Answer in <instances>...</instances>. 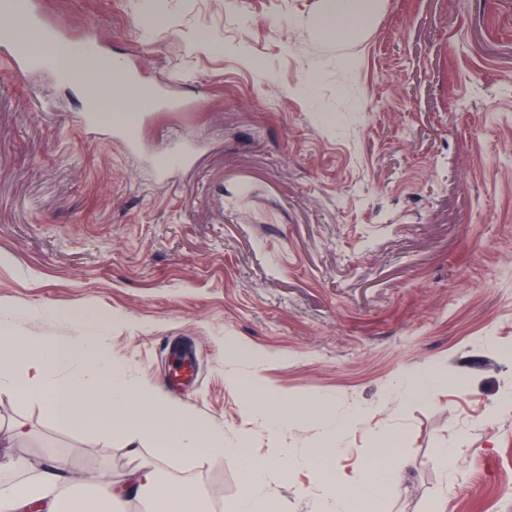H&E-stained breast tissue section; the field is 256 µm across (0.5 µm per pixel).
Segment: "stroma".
Wrapping results in <instances>:
<instances>
[{
	"mask_svg": "<svg viewBox=\"0 0 512 512\" xmlns=\"http://www.w3.org/2000/svg\"><path fill=\"white\" fill-rule=\"evenodd\" d=\"M42 0L83 51L136 59L147 84L199 98L152 112L96 107L45 72L0 59V316L37 341L100 323L98 347L252 457L318 445L316 421L273 435L243 384L338 417L334 481L271 480L274 512H313L366 477L376 434L405 462L377 512H512V0H381L364 28L321 33L343 0ZM130 115L127 152L112 127ZM197 163L157 175L170 140ZM66 311L73 322L56 321ZM195 351L172 393L167 344ZM430 396H410L428 371ZM28 435L13 436L16 423ZM115 482L156 463L227 512L239 463L159 458L147 442L60 427L46 403L0 386V481L51 450ZM444 448L460 451L443 468Z\"/></svg>",
	"mask_w": 512,
	"mask_h": 512,
	"instance_id": "stroma-1",
	"label": "stroma"
}]
</instances>
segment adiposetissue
I'll return each instance as SVG.
<instances>
[{
    "label": "adipose tissue",
    "mask_w": 512,
    "mask_h": 512,
    "mask_svg": "<svg viewBox=\"0 0 512 512\" xmlns=\"http://www.w3.org/2000/svg\"><path fill=\"white\" fill-rule=\"evenodd\" d=\"M68 80L90 99L111 96L126 86L122 65L101 58L85 70H72ZM0 380L22 393L44 396L48 418L60 426L80 423L93 432L148 439L164 456L229 453L244 468V489L231 512H262L268 478L287 474L295 463L289 455L274 464L255 461L244 442L225 449L223 438L207 421L100 356L91 336L35 343L21 332H13L0 340ZM243 391L247 413L275 429L287 427L289 411L308 417L314 414L315 404L310 400L290 410L277 397L259 394L253 385H244ZM72 473L69 453L52 452L46 466L33 467L28 478L0 483V512H29L35 504L47 512H82L66 496ZM92 481L97 488L95 512H127L130 497L137 493L152 494L165 512H192L195 502L189 489L164 490L152 468L135 470L123 485L113 484L102 474L93 476Z\"/></svg>",
    "instance_id": "adipose-tissue-1"
}]
</instances>
